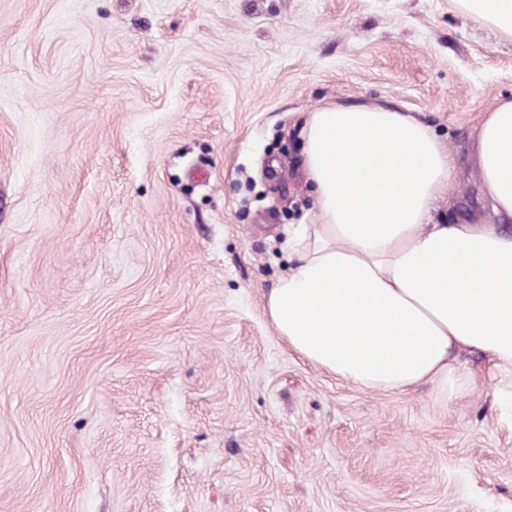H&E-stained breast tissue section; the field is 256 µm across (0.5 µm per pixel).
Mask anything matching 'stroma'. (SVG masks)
Listing matches in <instances>:
<instances>
[{"label":"stroma","instance_id":"1","mask_svg":"<svg viewBox=\"0 0 512 512\" xmlns=\"http://www.w3.org/2000/svg\"><path fill=\"white\" fill-rule=\"evenodd\" d=\"M509 97L456 0H0V512H512V376L365 391L265 310L302 114L425 119L461 224Z\"/></svg>","mask_w":512,"mask_h":512}]
</instances>
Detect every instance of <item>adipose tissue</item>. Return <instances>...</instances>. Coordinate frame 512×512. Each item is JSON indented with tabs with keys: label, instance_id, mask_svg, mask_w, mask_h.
Here are the masks:
<instances>
[{
	"label": "adipose tissue",
	"instance_id": "adipose-tissue-1",
	"mask_svg": "<svg viewBox=\"0 0 512 512\" xmlns=\"http://www.w3.org/2000/svg\"><path fill=\"white\" fill-rule=\"evenodd\" d=\"M459 3L512 38V0ZM299 135L316 221L289 228L292 264L266 300L289 348L371 391L466 379L464 351L512 372V100L477 131L492 224L435 219L454 159L412 113L327 104Z\"/></svg>",
	"mask_w": 512,
	"mask_h": 512
}]
</instances>
